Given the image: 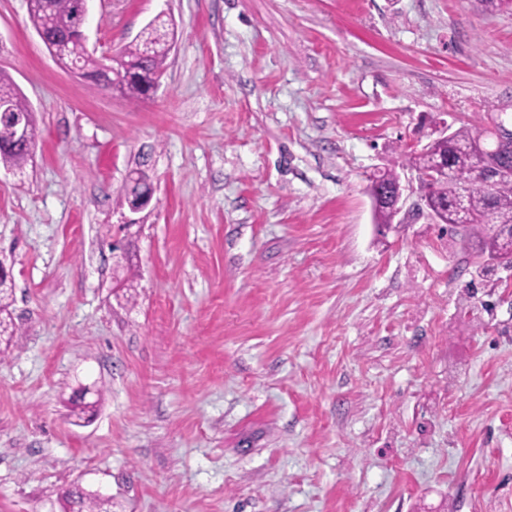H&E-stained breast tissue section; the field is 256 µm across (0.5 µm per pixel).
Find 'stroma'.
I'll return each instance as SVG.
<instances>
[{"instance_id": "stroma-1", "label": "stroma", "mask_w": 512, "mask_h": 512, "mask_svg": "<svg viewBox=\"0 0 512 512\" xmlns=\"http://www.w3.org/2000/svg\"><path fill=\"white\" fill-rule=\"evenodd\" d=\"M28 9L0 0L36 127L0 165V512H62L75 485L112 512H512V270L477 275L406 162L439 122H512V12L91 0L102 58L174 26L134 102L57 65ZM378 167L403 186L383 232ZM137 171H139L143 177H147L143 171ZM140 173L129 172L126 178L127 180H129V184H131L132 186H142L141 188L138 187L137 194L133 198V202L127 205L129 210L133 213L139 212L146 208L150 204L155 192L153 184H149L147 180H144L143 177H141ZM12 302V282H6L4 279L0 281V327L3 329V335H0V345L5 343L8 348L13 336L16 332V327L9 310Z\"/></svg>"}]
</instances>
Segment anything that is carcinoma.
I'll return each mask as SVG.
<instances>
[{
	"label": "carcinoma",
	"instance_id": "carcinoma-1",
	"mask_svg": "<svg viewBox=\"0 0 512 512\" xmlns=\"http://www.w3.org/2000/svg\"><path fill=\"white\" fill-rule=\"evenodd\" d=\"M79 0H52L50 14H45L38 0L29 4V20L32 27L45 29L46 42L54 45L58 33L67 29L78 11ZM174 39V30L167 21L157 17L138 40L120 52L125 69L135 75L125 81L121 90L131 100L145 99L148 87L161 81L165 71V61L169 52V42ZM107 64L87 53L83 56L81 68L91 79L102 78L112 81ZM0 103L10 106L11 111L23 114L30 127V139L20 140L13 125L0 121V163L12 167H22L30 157L35 140V126L31 108L14 85L0 74ZM478 130L467 125L451 131L446 139H435L420 151L407 154L408 165L416 171H425L435 160L448 161V176L436 180L428 190L431 204L443 211L452 232L461 235L472 249L475 257L482 259L495 256L512 261V182H502L487 189L476 186L468 194H462L465 184L475 176V141ZM399 176L390 168L384 169L382 181L370 183L369 190L393 194L397 191ZM12 283L0 281V328L3 335L0 343L10 345L16 332L11 316ZM68 502L75 504L76 512H112V502L100 495L71 491Z\"/></svg>",
	"mask_w": 512,
	"mask_h": 512
}]
</instances>
